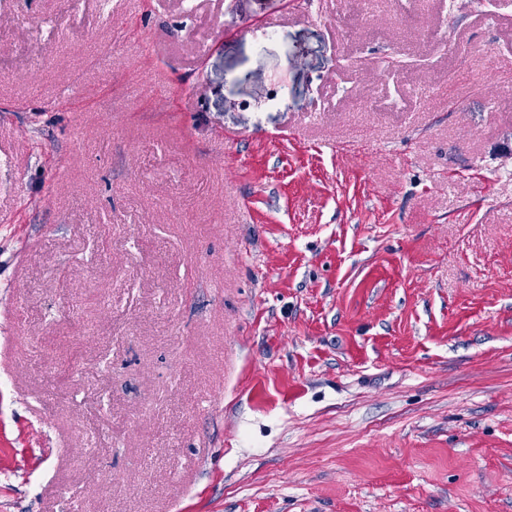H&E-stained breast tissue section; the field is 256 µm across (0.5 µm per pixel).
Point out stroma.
Masks as SVG:
<instances>
[{
  "label": "stroma",
  "mask_w": 512,
  "mask_h": 512,
  "mask_svg": "<svg viewBox=\"0 0 512 512\" xmlns=\"http://www.w3.org/2000/svg\"><path fill=\"white\" fill-rule=\"evenodd\" d=\"M79 2L0 0V512H512V2ZM363 1H344V9L340 15L344 27L352 29L353 26H360L369 36L374 34L372 24L362 23L366 13L362 6Z\"/></svg>",
  "instance_id": "35a3bbf8"
}]
</instances>
